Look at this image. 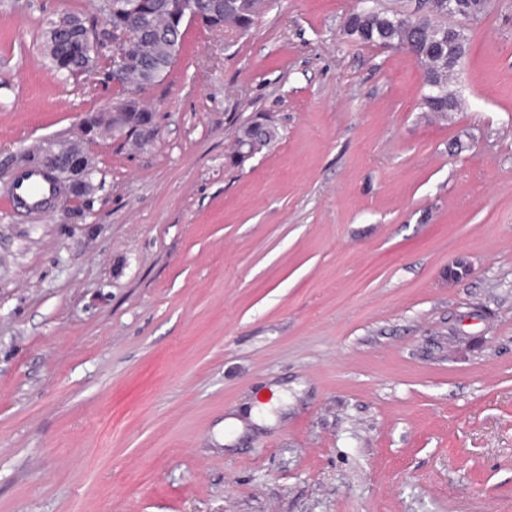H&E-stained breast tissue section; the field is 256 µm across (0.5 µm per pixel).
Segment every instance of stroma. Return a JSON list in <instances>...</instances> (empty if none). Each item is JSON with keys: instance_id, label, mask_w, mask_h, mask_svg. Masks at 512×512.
<instances>
[{"instance_id": "obj_1", "label": "stroma", "mask_w": 512, "mask_h": 512, "mask_svg": "<svg viewBox=\"0 0 512 512\" xmlns=\"http://www.w3.org/2000/svg\"><path fill=\"white\" fill-rule=\"evenodd\" d=\"M104 5L0 0L1 159L111 105L44 36ZM358 6L190 27L78 210L0 170V512H512V0L444 121Z\"/></svg>"}]
</instances>
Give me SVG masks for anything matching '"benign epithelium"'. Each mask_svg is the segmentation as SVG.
<instances>
[{
	"mask_svg": "<svg viewBox=\"0 0 512 512\" xmlns=\"http://www.w3.org/2000/svg\"><path fill=\"white\" fill-rule=\"evenodd\" d=\"M152 9L146 0H120L112 5L107 0V16L112 32V83L117 97L105 110L87 112L80 121L79 139H47L35 153L17 158L16 170L23 174L36 170L47 175L60 188V196L69 202H79L93 188V176L97 170L90 146L112 134V139L131 141L138 148L151 144L158 135L154 112L143 96L146 83H126L128 69L127 48L142 38L140 18ZM215 14L198 7L196 0H178L163 19L171 30L186 31L192 25H202L212 31L235 29L237 25L227 21H214Z\"/></svg>",
	"mask_w": 512,
	"mask_h": 512,
	"instance_id": "benign-epithelium-1",
	"label": "benign epithelium"
}]
</instances>
